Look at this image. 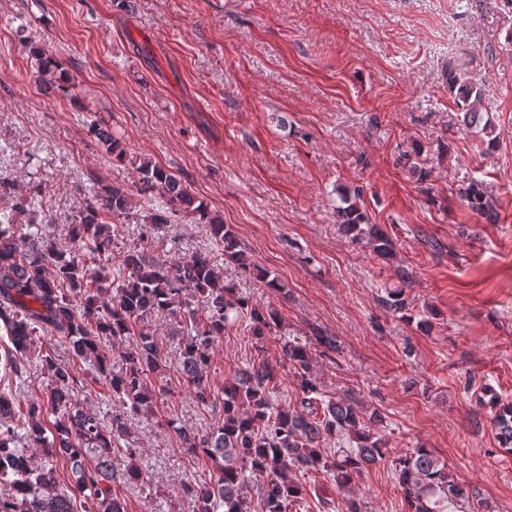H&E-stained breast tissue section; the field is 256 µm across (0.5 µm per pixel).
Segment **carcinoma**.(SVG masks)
<instances>
[{"instance_id":"1","label":"carcinoma","mask_w":512,"mask_h":512,"mask_svg":"<svg viewBox=\"0 0 512 512\" xmlns=\"http://www.w3.org/2000/svg\"><path fill=\"white\" fill-rule=\"evenodd\" d=\"M33 56L32 78L38 89L49 95L62 88L64 76L57 61L39 50ZM447 79L465 126L494 142V125L484 118L485 83L471 62L461 58L448 65ZM91 131L107 153L125 157L120 138L107 126L94 123ZM136 172L138 181L157 191L172 213L197 215L208 224L225 257L244 269L250 266L237 251L232 229L208 216L203 203L174 174L149 159L142 160ZM9 190L11 208L0 212V335L11 347L4 350L0 377L11 381L21 376L29 352L41 340L46 351L39 360L48 386L44 403L32 404L25 412L16 394L0 391V512H78L87 503L88 512H127L126 503L112 495V449L125 441L131 461L137 449L127 442L124 418L107 419L75 398V370L82 365L86 377L102 384L110 397L130 403L132 413L153 412L157 393L150 376L167 367L165 348L149 325L154 316H167L180 327L178 377L183 385L201 406L219 404L223 410L206 433L181 435L187 453L210 460L215 472L211 481L185 487L193 512H244L252 475L263 478L255 512H288L301 494L288 472L330 467L345 486L369 466L385 461V443L364 426L357 403L340 398L322 408L313 397L316 386L307 379L312 355L304 345L290 343L279 360L262 359L214 387L213 344L224 332L243 326L260 342L276 324V313L235 296L208 251L170 263L133 247L124 253L122 268L112 270L121 228L149 222L158 229L168 223L166 216L142 218L133 212L126 190L103 185L71 216L69 246L60 249L47 237L21 232L17 217L34 211L35 192L22 185ZM465 197L475 210L492 217V203L481 184L470 183ZM337 216L343 230L370 245L377 257L396 258L392 239L378 225L365 223L358 203H348ZM385 304L394 313L405 310L403 289L389 291ZM111 340L128 343L120 352L119 368L112 364ZM58 345L69 348L73 363L59 362ZM286 365L302 378L298 408L271 401L272 384ZM48 414L54 417L49 426ZM494 422L501 444L512 451V402L499 407ZM343 433L354 436L357 448L340 450L336 459L327 461L319 444ZM25 437L42 448V467H33L20 449ZM61 457L70 466L72 485L67 492L57 489L56 462ZM392 466L408 512H436L445 502L470 499L466 485L428 448H412Z\"/></svg>"}]
</instances>
